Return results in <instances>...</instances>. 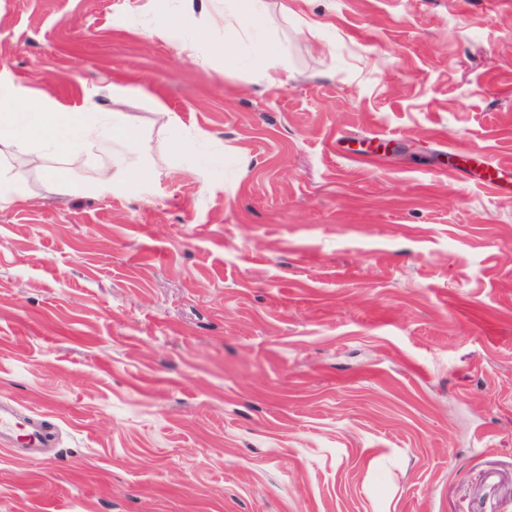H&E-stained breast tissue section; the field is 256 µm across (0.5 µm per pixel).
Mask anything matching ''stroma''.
I'll list each match as a JSON object with an SVG mask.
<instances>
[{
  "label": "stroma",
  "instance_id": "obj_1",
  "mask_svg": "<svg viewBox=\"0 0 512 512\" xmlns=\"http://www.w3.org/2000/svg\"><path fill=\"white\" fill-rule=\"evenodd\" d=\"M268 4L261 81L224 0H0V86L146 173L0 141V401L60 428L0 512H512V189L448 161L512 163V0Z\"/></svg>",
  "mask_w": 512,
  "mask_h": 512
}]
</instances>
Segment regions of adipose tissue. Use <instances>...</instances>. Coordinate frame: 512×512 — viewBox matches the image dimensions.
I'll return each instance as SVG.
<instances>
[{
	"label": "adipose tissue",
	"mask_w": 512,
	"mask_h": 512,
	"mask_svg": "<svg viewBox=\"0 0 512 512\" xmlns=\"http://www.w3.org/2000/svg\"><path fill=\"white\" fill-rule=\"evenodd\" d=\"M267 14V0H224L225 20L238 25L258 62H273L283 56L282 48L263 36ZM0 109L10 114L8 121H0V138L8 139L16 150L25 152L36 144L75 160L93 149L99 162L91 178L102 190H112L131 180L135 165L119 148V134L125 127L120 113L93 105L75 112H58L44 100L28 98L17 103L1 93Z\"/></svg>",
	"instance_id": "obj_1"
}]
</instances>
